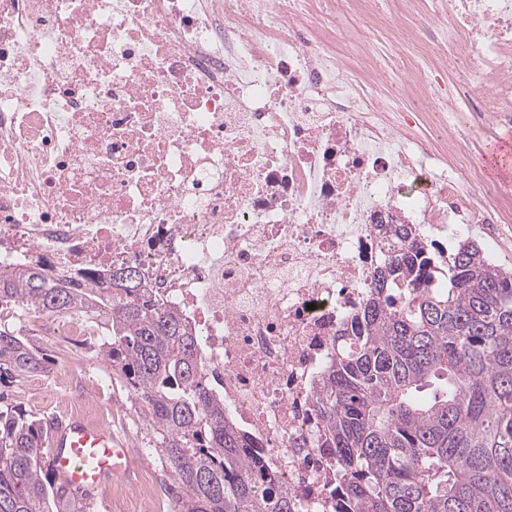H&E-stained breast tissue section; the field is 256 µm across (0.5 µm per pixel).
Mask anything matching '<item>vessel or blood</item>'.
<instances>
[{
    "mask_svg": "<svg viewBox=\"0 0 512 512\" xmlns=\"http://www.w3.org/2000/svg\"><path fill=\"white\" fill-rule=\"evenodd\" d=\"M48 464L76 492L129 476L128 450L111 429L64 418L52 436Z\"/></svg>",
    "mask_w": 512,
    "mask_h": 512,
    "instance_id": "obj_1",
    "label": "vessel or blood"
}]
</instances>
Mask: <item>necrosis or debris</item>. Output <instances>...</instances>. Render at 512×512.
<instances>
[{
    "label": "necrosis or debris",
    "mask_w": 512,
    "mask_h": 512,
    "mask_svg": "<svg viewBox=\"0 0 512 512\" xmlns=\"http://www.w3.org/2000/svg\"><path fill=\"white\" fill-rule=\"evenodd\" d=\"M394 72L443 130L381 112L371 49L346 64L321 0H0V269L70 277L134 266L198 330L224 410L299 512H336L315 383L368 298L398 224L440 253L512 223L471 124L512 122V0H448ZM462 97L428 77L448 49Z\"/></svg>",
    "instance_id": "necrosis-or-debris-1"
}]
</instances>
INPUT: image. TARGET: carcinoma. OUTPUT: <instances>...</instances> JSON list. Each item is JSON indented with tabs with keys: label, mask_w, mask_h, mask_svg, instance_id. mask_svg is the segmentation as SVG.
<instances>
[{
	"label": "carcinoma",
	"mask_w": 512,
	"mask_h": 512,
	"mask_svg": "<svg viewBox=\"0 0 512 512\" xmlns=\"http://www.w3.org/2000/svg\"><path fill=\"white\" fill-rule=\"evenodd\" d=\"M394 235L400 247L315 383L336 512H512V270L473 240L443 260L413 225ZM4 308L96 323V358L136 396L175 477L173 512H297L224 416L200 336L136 268L78 280L38 264L0 271ZM49 362L32 337L0 328V512H89V495L45 467L47 418L3 392Z\"/></svg>",
	"instance_id": "carcinoma-1"
}]
</instances>
